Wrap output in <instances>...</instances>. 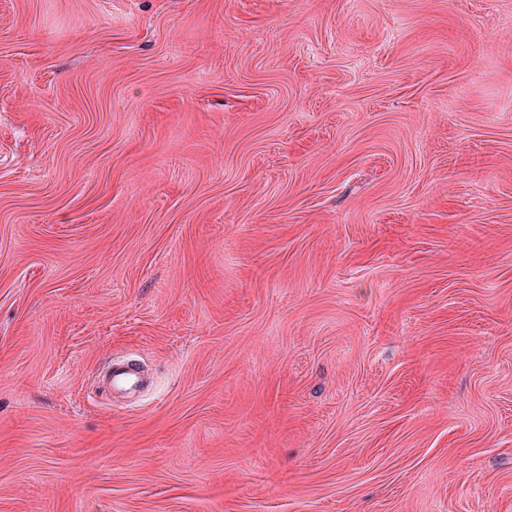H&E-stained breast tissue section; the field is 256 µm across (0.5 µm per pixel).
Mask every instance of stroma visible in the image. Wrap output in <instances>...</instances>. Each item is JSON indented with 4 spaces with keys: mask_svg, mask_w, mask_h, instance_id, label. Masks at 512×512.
<instances>
[{
    "mask_svg": "<svg viewBox=\"0 0 512 512\" xmlns=\"http://www.w3.org/2000/svg\"><path fill=\"white\" fill-rule=\"evenodd\" d=\"M0 512H512V0H0ZM140 379V373L133 364L116 360L104 375L103 386L110 391L130 389L136 387Z\"/></svg>",
    "mask_w": 512,
    "mask_h": 512,
    "instance_id": "35a3bbf8",
    "label": "stroma"
}]
</instances>
